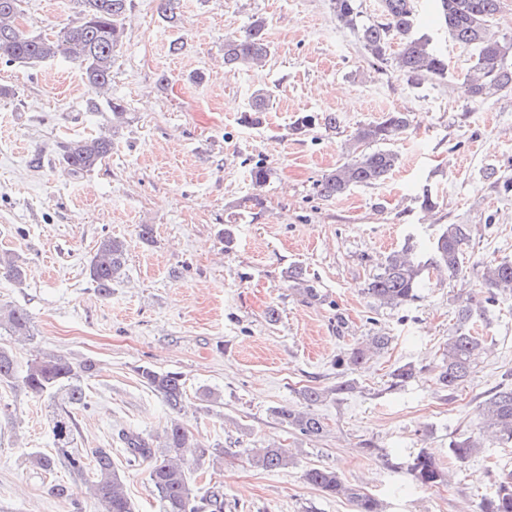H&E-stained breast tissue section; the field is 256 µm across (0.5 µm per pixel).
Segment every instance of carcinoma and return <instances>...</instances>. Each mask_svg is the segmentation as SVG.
Listing matches in <instances>:
<instances>
[{"label": "carcinoma", "instance_id": "cac0c4a2", "mask_svg": "<svg viewBox=\"0 0 512 512\" xmlns=\"http://www.w3.org/2000/svg\"><path fill=\"white\" fill-rule=\"evenodd\" d=\"M440 16L448 34L457 43L474 50V63L462 82L463 93L469 98H487L503 89H512V67L506 64L512 56V37L498 38L492 23L500 12L501 0H437ZM23 0H0V63L8 66L36 67L56 58H63L79 67L86 84L99 94H105L112 83V65L123 45L124 20L131 0H75L81 15L78 24L63 28L50 38L22 35L18 19ZM336 20L359 34V41L372 65L394 64L395 69L413 85L427 80L448 77V57L430 47L429 39L416 36V14L412 0H380V18L365 22L357 0H330ZM158 12L175 27L179 17L175 0H159ZM398 45L390 55L392 44ZM270 51L266 37V21L253 20L242 35L224 38V67L231 71L262 64ZM410 126L404 112H389L379 121L359 125L350 138V150L355 159L336 166L319 184L324 198H336L355 186H371L383 182L396 167L398 155L388 145L405 133ZM377 149H372V146ZM112 153V138L106 135L64 142L59 146L60 163L73 173L89 172L102 164ZM467 224H449L431 245L429 262L421 264L406 246L390 253L381 271L367 285L366 293L383 307L398 308L415 301L419 289L425 287L422 274L429 268L456 278L463 272V246L470 239ZM124 241L107 236L100 240L88 263V274L98 292L107 296L112 283L120 279L125 267ZM0 270L17 284L25 280V270L10 258L0 257ZM483 279L488 288L466 297L457 309L461 328L448 337L437 382L445 389L456 390L471 373V357L484 348L483 337L467 330L473 317L486 315L487 306L495 303L497 292L512 288V261L491 262L484 266ZM293 287L313 295L302 268L288 271ZM19 341L31 337V319L26 310H0V330ZM389 337L376 335L364 347L353 349L337 360V365H357L367 352L388 346ZM93 370V364L76 362L55 352H45L30 360L22 377L25 390L34 397L64 396L71 406L86 405L82 382ZM138 375L158 393L173 417L162 435L161 444L154 448L138 434L128 432L123 441L129 450L128 462H145L149 482L157 493L162 512H202L205 497L194 493L186 470L212 455L195 435L175 418L185 401V383L172 371H157L149 367L138 369ZM16 379V359L12 350L0 347V382ZM306 409L282 406L274 411L286 427L307 438H317L323 432V422L311 406L322 401L324 391L308 387L300 392ZM482 418L477 434L454 440L450 452L466 459L484 447L483 436L492 431L506 442L512 441V383L502 382L482 402ZM76 423L70 411H55L50 416L49 432L54 454L32 453L30 465L50 471L63 463L69 471L84 474L92 466V478L87 480V494L94 499L100 512H132L124 482L112 461V451L95 448L86 452L78 448ZM292 455L286 448H259L252 464L276 471L288 467ZM409 474L422 488H432L448 482L447 474L435 459L419 452L408 465ZM305 480L321 492L346 495L356 512H382L379 502L369 494L345 485L335 471L311 468ZM483 512H512V477L502 480L493 497L485 503Z\"/></svg>", "mask_w": 512, "mask_h": 512}]
</instances>
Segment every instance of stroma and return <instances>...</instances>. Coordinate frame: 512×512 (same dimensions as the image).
<instances>
[{"instance_id":"1","label":"stroma","mask_w":512,"mask_h":512,"mask_svg":"<svg viewBox=\"0 0 512 512\" xmlns=\"http://www.w3.org/2000/svg\"><path fill=\"white\" fill-rule=\"evenodd\" d=\"M159 0H132L112 85L97 110L80 69L57 59L32 69L0 64V253L26 272L0 273V304L25 309L32 340L14 347L19 364L39 351L91 360L87 408L73 409L80 449L108 448L134 512H162L147 465L128 466L121 434L159 443L169 419L139 367L181 373L179 419L217 448L189 473L191 487L218 492L223 512H355L304 474L327 468L377 498L383 512H480L512 475V443L487 441L465 461L449 445L470 435L484 394L512 373V292L499 294L474 328L486 349L455 392L436 382L456 311L482 288L483 263L512 260V90L466 97L461 83L471 48L451 41L432 0H414L420 33L447 54V78L411 85L392 68L374 69L356 33L340 25L329 0H178L180 22L158 14ZM21 25L55 35L78 20L72 0H25ZM267 23L263 67L228 71L224 38L255 18ZM182 43L171 53L172 43ZM167 83H160V76ZM270 92L259 123L246 119L253 94ZM126 107L112 121L109 99ZM332 112L337 125L299 133L303 114ZM389 112L411 128L392 145L399 160L385 182L320 196L322 177L352 160L351 133ZM112 134V154L93 171L70 174L58 162L63 141ZM269 172L255 188L252 172ZM259 195L261 203L244 209ZM433 209H425L424 196ZM150 225V240L139 236ZM448 224H467L458 278L432 279L420 297L390 309L365 288L404 245L426 260ZM234 242L225 246L224 227ZM124 240V273L109 296L97 293L87 263L101 237ZM303 267L316 295L287 282ZM275 309L276 321L267 318ZM387 349L349 369L336 365L370 336ZM413 378L393 386L392 372ZM347 381L351 391L336 393ZM326 390L317 438L282 426L280 406H297L303 387ZM57 401L32 398L21 382L0 384V512H68L50 492L69 486L82 512H97L83 477L64 465L30 467L52 453L48 421ZM289 449L288 468L254 467L249 451ZM427 452L447 484L414 487L406 463Z\"/></svg>"}]
</instances>
